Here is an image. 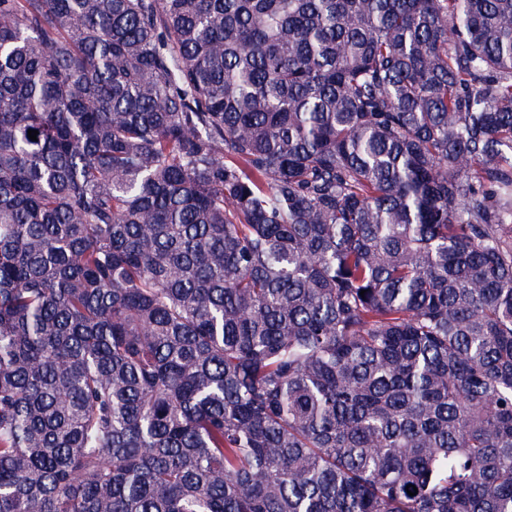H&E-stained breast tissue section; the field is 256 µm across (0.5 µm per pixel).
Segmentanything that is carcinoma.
Wrapping results in <instances>:
<instances>
[{
	"instance_id": "carcinoma-1",
	"label": "carcinoma",
	"mask_w": 512,
	"mask_h": 512,
	"mask_svg": "<svg viewBox=\"0 0 512 512\" xmlns=\"http://www.w3.org/2000/svg\"><path fill=\"white\" fill-rule=\"evenodd\" d=\"M0 512H512V0H0Z\"/></svg>"
}]
</instances>
